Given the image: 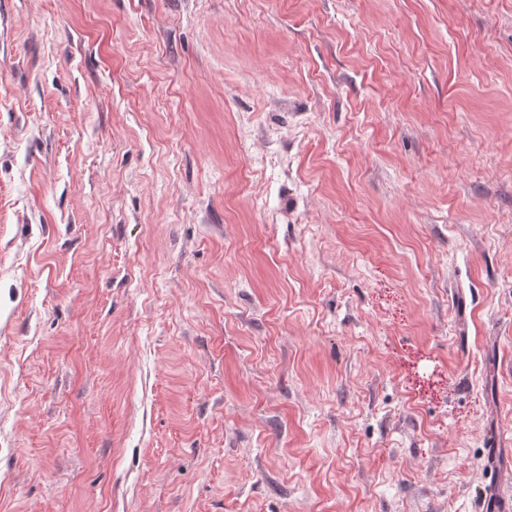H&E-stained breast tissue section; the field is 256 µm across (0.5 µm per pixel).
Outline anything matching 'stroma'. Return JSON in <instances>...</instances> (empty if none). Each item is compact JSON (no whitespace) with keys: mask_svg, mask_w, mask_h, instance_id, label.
Returning <instances> with one entry per match:
<instances>
[{"mask_svg":"<svg viewBox=\"0 0 512 512\" xmlns=\"http://www.w3.org/2000/svg\"><path fill=\"white\" fill-rule=\"evenodd\" d=\"M512 448V0H0V512H480Z\"/></svg>","mask_w":512,"mask_h":512,"instance_id":"35a3bbf8","label":"stroma"}]
</instances>
